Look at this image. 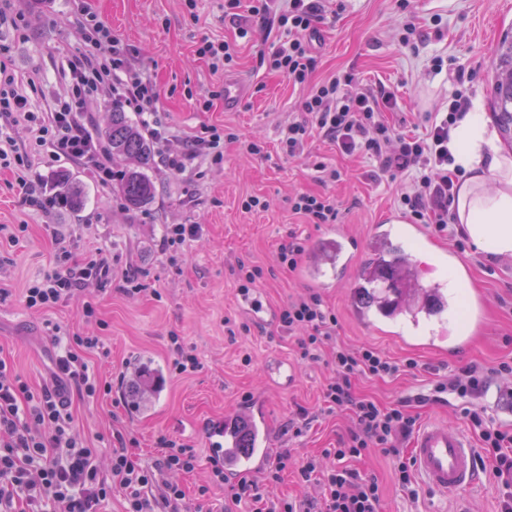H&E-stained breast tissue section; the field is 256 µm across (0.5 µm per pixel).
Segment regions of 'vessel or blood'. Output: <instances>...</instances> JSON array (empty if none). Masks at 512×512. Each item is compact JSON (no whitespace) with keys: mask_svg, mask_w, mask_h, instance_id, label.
<instances>
[{"mask_svg":"<svg viewBox=\"0 0 512 512\" xmlns=\"http://www.w3.org/2000/svg\"><path fill=\"white\" fill-rule=\"evenodd\" d=\"M459 260L453 249L437 247L421 225L406 222L398 227L389 221L372 225L368 237L361 242L344 233L324 239L308 269V278L325 288L347 281L355 288L373 289L380 283L377 269L388 267L401 287L410 289V299L402 301L391 314L353 305L357 320L374 329L388 320L409 321L421 327V345L444 355L462 350L464 343L447 340L436 328L455 303L433 272L438 265ZM129 373L138 387L153 396L166 385L162 374L143 370L136 362L130 364ZM267 377L271 386L285 390L292 386L295 371L288 362L275 357L268 364ZM242 428L247 429L254 442L252 450L246 452L237 446ZM206 439L213 459L223 464L225 474L231 478L258 476L275 460L266 414L256 405L225 414L223 422L207 430ZM409 448L414 469L427 490L446 500H470L481 481L482 470L474 444L464 430L432 419L416 429Z\"/></svg>","mask_w":512,"mask_h":512,"instance_id":"b4317fda","label":"vessel or blood"}]
</instances>
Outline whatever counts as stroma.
Here are the masks:
<instances>
[{"mask_svg":"<svg viewBox=\"0 0 512 512\" xmlns=\"http://www.w3.org/2000/svg\"><path fill=\"white\" fill-rule=\"evenodd\" d=\"M225 0H197L188 9L185 0H18L27 25L25 41L11 33L0 41L11 44L17 70H39L45 92H53L61 67V50L75 41L73 17L79 7L96 12L112 29L120 45L136 51L139 61L157 82L164 105L170 150L217 126L237 134L225 142L224 160L198 158L184 173L156 162L149 176L156 188L154 200L139 209L127 208L116 184L103 185L79 165L66 159L41 166L43 180L60 171L69 173L82 192L80 212L59 208L48 212L22 204L8 174L0 173V224H23L19 243L0 250V289L10 296L0 303V356L12 362L32 391L49 384L57 348L47 338V323L71 331L86 328L80 316L83 299L94 300L106 323L102 332L112 350L108 363L91 362L100 379L118 381L137 358L150 360L167 374L165 391L149 412L130 411L126 397L110 394L95 400H74L80 435L94 440L123 435L135 438L144 455H152L161 436H173L195 448L200 466L182 477L187 506L195 504V490L208 476L209 445L202 430L241 404L263 399L267 422L277 450L320 453L346 440L353 425L349 411L329 410L322 388L331 375L325 362L301 359V333L281 332L277 322L252 320L239 304L237 268H260L255 289L275 308L297 297L318 293L338 318L336 339L352 348L372 346L392 360L411 358L418 367L384 379L359 377L354 392L385 408L409 404L419 421L441 418L464 425V400L433 402L428 394L437 382L460 373L472 363L486 367L512 362V257L484 254L467 245L461 258L468 270L467 294L481 297L480 337L463 352L448 357L401 345L389 330H372L352 315L344 288L314 289L306 278L311 250L324 238L343 231L364 237L370 225L398 216L396 197L411 179L391 180L376 161L340 155L334 144L312 133L303 155L286 156L280 132L298 117L306 87L292 85L269 72L262 55L287 40L278 26L256 29L241 39L237 26L224 11ZM323 18L311 33V83L347 73L365 88H386L394 105L384 120L396 129L425 136L426 116L444 112L457 83V70L474 76L471 98L489 106L492 50L501 35L512 30V0H321ZM415 28L410 44L401 38L405 25ZM235 42L236 58L225 72L212 73L196 53L201 37ZM442 70H435V59ZM239 81L246 93L235 110L215 99L209 111L195 108L193 95L223 90ZM260 146L250 153L247 143ZM321 160L335 167L340 178L320 182L312 169ZM327 193L340 204L335 224H312L293 213L289 199L295 193ZM256 196L265 207L244 209ZM168 224H196L200 231L182 254L169 257L157 244ZM304 239L307 248L296 270L282 268L279 247L290 236ZM76 257L102 251L112 261V280L106 287L89 284L83 298L49 312L28 309L25 286L47 273L57 248V237ZM141 291L127 294L126 276ZM194 347L200 361L195 372L172 375L171 337ZM279 356L297 371L288 390L270 387L264 366ZM317 416L301 436L288 431V419L297 407ZM359 470L378 476L385 512H454L453 502L430 493L418 500L403 497L393 485L389 461L381 455L358 464Z\"/></svg>","mask_w":512,"mask_h":512,"instance_id":"35a3bbf8","label":"stroma"}]
</instances>
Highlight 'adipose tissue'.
<instances>
[{
    "label": "adipose tissue",
    "instance_id": "obj_1",
    "mask_svg": "<svg viewBox=\"0 0 512 512\" xmlns=\"http://www.w3.org/2000/svg\"><path fill=\"white\" fill-rule=\"evenodd\" d=\"M448 148L464 171L454 203L459 223L481 252L512 256V154L480 107L451 130Z\"/></svg>",
    "mask_w": 512,
    "mask_h": 512
}]
</instances>
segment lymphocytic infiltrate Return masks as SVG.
Returning <instances> with one entry per match:
<instances>
[{
  "label": "lymphocytic infiltrate",
  "mask_w": 512,
  "mask_h": 512,
  "mask_svg": "<svg viewBox=\"0 0 512 512\" xmlns=\"http://www.w3.org/2000/svg\"><path fill=\"white\" fill-rule=\"evenodd\" d=\"M257 24L278 23L288 39L272 52L269 65L296 85H309L301 103L302 115L282 130V148L294 157L303 151L312 130H320L345 156L368 155L380 171L397 179L412 175L414 186L397 198L399 207L415 223L447 230L455 223V197L460 169L454 168L448 150L449 133L471 105L469 95L457 91L447 111L436 113L426 137L408 136L385 123L381 109L390 107L393 96L385 90L359 87L353 75L310 85L313 57L309 34L320 17L316 0H288L279 9L275 0H261L254 7ZM73 23L77 45L67 53L62 69L65 93L46 98L35 79L19 81L9 46H0V171H9L25 202L46 210L43 182L34 166V155L68 159L89 168L100 182L115 174L109 154L88 129L84 115L94 105L120 103L136 112L153 138L167 142L169 130L161 118V93L156 83L129 49L120 47L111 27L95 12L83 8ZM23 127L26 144L11 135ZM213 162L224 159V135L207 128L181 150L170 151L165 162L180 172L199 156ZM112 273L104 254L77 262L67 247L54 254L53 267L32 281L23 293L27 308L50 311L82 293L89 282H107ZM338 319L318 295L288 302L279 313V327L287 333H302V358L326 360L332 375L322 397L332 408L349 411L354 424L341 447L321 454L298 456L286 450L257 479L226 480L224 469L212 465L208 481L197 489L206 500L211 486H224L234 502L247 503L249 512H384V493L374 474L352 468V461L374 454L392 465L394 485L409 500H417L420 488L412 473L405 445L416 418L405 406L380 407L355 396L352 382L360 375L392 377L415 361L400 364L376 348L357 351L333 344ZM51 340L61 342L50 385L32 391L12 363L0 358V512H99L114 489H121L125 512H181L186 492L177 475L197 469L199 458L190 445L173 437H160L152 460H144L135 440L120 441L102 452L76 432L71 409L73 399H91L112 391L89 371L88 356L108 360L111 351L101 336L78 335L52 325ZM512 372V365L499 369L478 365L449 376L434 388L435 395L470 400L465 418L479 441L483 469L504 489L500 512H512V429L494 426L479 398L490 389L499 372ZM107 466H100V455ZM294 470L305 485L320 486L316 496L279 498L271 496L283 472Z\"/></svg>",
  "instance_id": "1"
}]
</instances>
